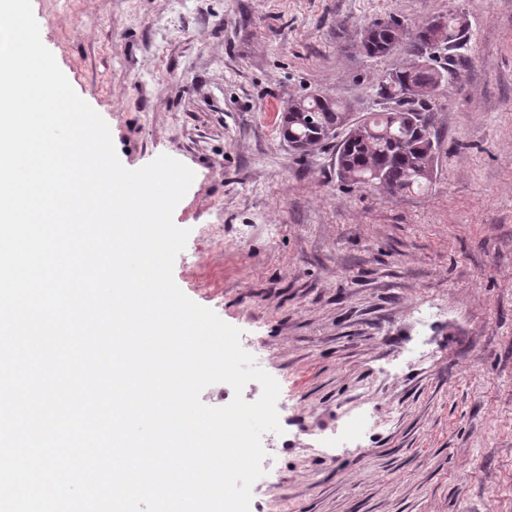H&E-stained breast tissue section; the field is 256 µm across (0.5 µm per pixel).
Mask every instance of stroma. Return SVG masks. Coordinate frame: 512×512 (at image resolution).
Wrapping results in <instances>:
<instances>
[{
    "label": "stroma",
    "instance_id": "obj_1",
    "mask_svg": "<svg viewBox=\"0 0 512 512\" xmlns=\"http://www.w3.org/2000/svg\"><path fill=\"white\" fill-rule=\"evenodd\" d=\"M44 45L121 164L195 178L173 278L280 386L249 512H512V0H32ZM462 13L429 102L431 183L387 196L291 150L277 116L320 93L382 108L405 49L359 32ZM364 415L360 439L341 437Z\"/></svg>",
    "mask_w": 512,
    "mask_h": 512
}]
</instances>
